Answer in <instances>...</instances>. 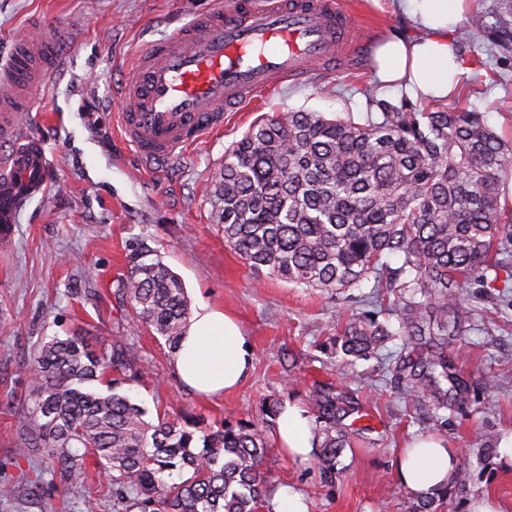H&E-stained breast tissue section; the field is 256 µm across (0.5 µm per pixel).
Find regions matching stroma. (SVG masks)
<instances>
[{
    "label": "stroma",
    "mask_w": 512,
    "mask_h": 512,
    "mask_svg": "<svg viewBox=\"0 0 512 512\" xmlns=\"http://www.w3.org/2000/svg\"><path fill=\"white\" fill-rule=\"evenodd\" d=\"M215 0H0V64L14 39L40 22L74 32L50 51L49 75L37 105L20 125L21 135L40 139L50 160L44 194L26 204L9 233H0V481L20 471L41 473L40 495L0 512H42L53 497L42 474L41 452L17 462L11 450L28 395L26 363L42 337L71 332L95 345L115 334L133 337L148 373L125 389L147 411L166 412L217 430L250 422L274 435L272 405H307L313 382L349 379L368 415L363 441L344 448L334 486L325 485L316 460L299 462L279 447L266 458L271 490L289 487L308 512H412L413 495L398 475L399 456L418 436L442 439L458 452L467 489H449L440 512H476L482 502L512 512V461L500 446L512 441V289L472 288L469 336L453 353L474 390L468 407L449 413L443 425L414 409L376 359L342 363L336 339L348 315L365 310L363 292L331 295L251 269L224 244L209 191L224 168V154L257 119L306 110L333 118L369 112L370 99L399 103L406 88L382 83L374 72L375 36L414 35L417 26L396 0H343L358 25L354 56L334 70L316 71L307 83H277L241 111L228 113L224 131L179 158L142 162L116 128L119 105L112 88L131 72L134 57ZM465 70L448 104L484 113L499 133L512 136V60L505 62L482 37L459 41ZM148 247L175 274L190 304L206 300L235 317L254 351L246 381L224 395L204 398L187 389L173 369L164 339L147 328L118 295L130 257ZM493 437L490 456L481 436Z\"/></svg>",
    "instance_id": "35a3bbf8"
}]
</instances>
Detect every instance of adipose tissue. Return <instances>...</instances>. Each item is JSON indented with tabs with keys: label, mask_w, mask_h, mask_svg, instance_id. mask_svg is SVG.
Masks as SVG:
<instances>
[{
	"label": "adipose tissue",
	"mask_w": 512,
	"mask_h": 512,
	"mask_svg": "<svg viewBox=\"0 0 512 512\" xmlns=\"http://www.w3.org/2000/svg\"><path fill=\"white\" fill-rule=\"evenodd\" d=\"M464 0H399V8L419 26V35L394 34L377 41L373 57L381 82L402 85L428 99H443L463 71L454 33L464 14ZM253 348L240 324L216 306L201 301L183 328L172 355L178 379L210 396L235 389L249 376ZM280 448L302 461L316 451L317 440L306 411L284 403L276 418ZM457 462L455 449L420 439L399 461L404 487L419 494L444 484Z\"/></svg>",
	"instance_id": "adipose-tissue-1"
}]
</instances>
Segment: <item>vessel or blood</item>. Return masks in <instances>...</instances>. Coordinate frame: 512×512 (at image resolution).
I'll return each instance as SVG.
<instances>
[{
	"label": "vessel or blood",
	"mask_w": 512,
	"mask_h": 512,
	"mask_svg": "<svg viewBox=\"0 0 512 512\" xmlns=\"http://www.w3.org/2000/svg\"><path fill=\"white\" fill-rule=\"evenodd\" d=\"M72 37L46 24L38 42H13L0 65V134L15 135L19 115L31 111V95L48 77L45 48ZM356 43L341 0H239L234 9L198 14L138 53L135 78L118 88L120 131L143 161L172 159L222 131L225 113L240 111L270 82L303 81L313 66L347 59ZM47 170L34 138L0 158L1 224L16 223L45 192Z\"/></svg>",
	"instance_id": "obj_1"
}]
</instances>
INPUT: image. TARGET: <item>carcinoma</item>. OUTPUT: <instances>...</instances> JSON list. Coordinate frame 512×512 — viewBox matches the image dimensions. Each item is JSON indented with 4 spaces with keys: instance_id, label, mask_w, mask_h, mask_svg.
I'll return each instance as SVG.
<instances>
[{
    "instance_id": "obj_1",
    "label": "carcinoma",
    "mask_w": 512,
    "mask_h": 512,
    "mask_svg": "<svg viewBox=\"0 0 512 512\" xmlns=\"http://www.w3.org/2000/svg\"><path fill=\"white\" fill-rule=\"evenodd\" d=\"M474 32L512 50V0L493 23L473 13L464 34ZM376 107L362 120L295 111L255 122L225 152L210 190L214 216L224 243L254 269L331 294L369 283L365 302L374 305L382 290L398 293V327L374 310L353 314L340 351L368 360L399 337L389 371L413 406L442 423L470 401L452 355L453 338L470 331L468 289L512 282V142L480 112L408 99ZM148 255L140 248L119 291L173 351L187 298L179 277ZM140 361L121 334L100 350L74 334L42 341L27 364L28 415L13 453L42 449L62 498L82 492L85 512H100L90 486L101 475L114 512H258L268 486L264 431L245 423L199 433L185 418L146 419L120 392ZM112 372L107 392L94 389ZM309 400L323 435L318 467L331 485L358 434L346 420L364 417L363 405L333 386L313 387ZM185 470L190 477L172 479ZM445 497L432 489L414 512H438Z\"/></svg>"
}]
</instances>
